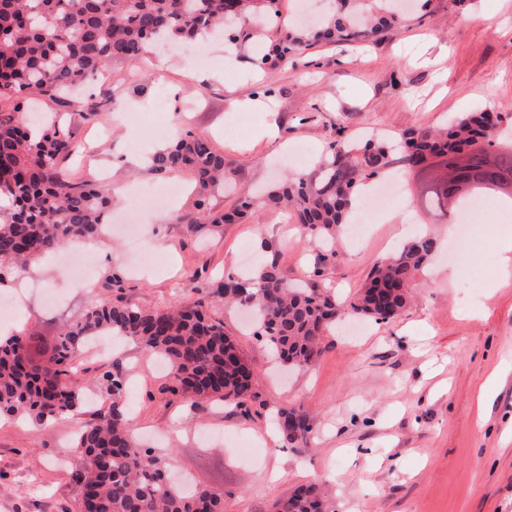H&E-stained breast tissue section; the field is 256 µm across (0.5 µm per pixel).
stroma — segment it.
I'll return each instance as SVG.
<instances>
[{
  "label": "stroma",
  "instance_id": "obj_1",
  "mask_svg": "<svg viewBox=\"0 0 512 512\" xmlns=\"http://www.w3.org/2000/svg\"><path fill=\"white\" fill-rule=\"evenodd\" d=\"M209 47V66L175 49L153 50L137 65L105 72L101 82L123 109L103 111L94 128L75 122L93 153L70 162V171L86 179L105 169L114 183L160 185L139 158L192 128L209 135L232 181L247 190L298 165L313 170L342 137L393 144L407 129L463 112L512 110V0H431L377 39L321 43L277 66H257L217 36ZM235 99L250 108L232 109ZM171 183L178 192L170 206L143 212L131 196L117 205L158 250V264L129 281L134 301L150 308L198 299L209 282L242 271L245 252L255 265L276 252L292 282L311 281L322 267L320 285L345 298L417 233L439 245L400 316L366 321L356 339L336 323L320 356L296 374L273 368L243 313L213 309L256 372L257 399L246 415L221 401L193 409L169 393L166 369L133 343L115 340L108 358L85 348L82 376L123 373L135 435L167 455L174 478L222 492L224 512H274L277 500L314 482L327 488L334 512H512V265L504 266L502 251L512 220L478 209L463 265L450 260L447 225L399 219L369 225L360 243L339 233L323 265L321 243L275 209L209 237L188 234L175 217L190 207L194 187L186 175ZM37 276L60 293L71 319L102 296L91 285L68 289L48 263ZM490 378L493 391L478 401ZM281 407L307 416L306 443L290 446L273 430ZM91 413L43 425L0 421V512H75L73 437Z\"/></svg>",
  "mask_w": 512,
  "mask_h": 512
}]
</instances>
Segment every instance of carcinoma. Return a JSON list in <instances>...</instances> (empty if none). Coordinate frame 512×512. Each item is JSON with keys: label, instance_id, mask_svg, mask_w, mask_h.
Listing matches in <instances>:
<instances>
[{"label": "carcinoma", "instance_id": "obj_1", "mask_svg": "<svg viewBox=\"0 0 512 512\" xmlns=\"http://www.w3.org/2000/svg\"><path fill=\"white\" fill-rule=\"evenodd\" d=\"M280 0H0V286L29 271L32 260L59 250L73 239L97 238L106 230L113 198L100 185L71 176L65 162L79 154L72 116L91 124L112 97L84 107L73 98L83 85L116 64H135L158 40H193L218 30L247 47L257 37L251 24L281 20ZM335 0L336 7L314 29H291L255 59L286 63L317 42H360L401 24L396 0ZM511 112H464L437 129H409L398 152L368 143L354 156L345 139L333 142L315 174L287 175L260 196L238 195L226 211L210 199L228 190L231 172L203 133L178 132L149 157L155 175L188 172L196 184L191 208L177 216L192 235L209 234L226 224H244L264 209H285L295 223L335 239L364 182L399 166L418 182L424 211L438 221L475 193L464 190L468 172L486 182L512 174V145L486 150ZM436 240L422 235L389 259L375 264L367 283L345 305L316 281L300 286L284 277L276 256L246 277L228 273L211 283L207 296L222 304L252 310L257 334L275 359L292 370L309 367L320 353L330 324L349 314L388 321L401 314L410 283L434 255ZM105 298L63 324L51 355L42 362L30 353L27 336L15 333L0 343V416L43 423L80 413L87 383L73 364L100 336L135 342L171 367L169 392L200 407L212 400L244 406L255 398V370L224 333V320L204 311V302L147 309L127 292L117 269L99 284ZM93 383L106 389L109 406L84 422L73 444L81 463L70 472L78 489L76 512H224V495L208 489L191 492L172 482L161 458L138 446L129 429L121 373L104 370ZM287 443L307 441L312 427L295 407L277 414ZM316 484H302L275 503V512H330Z\"/></svg>", "mask_w": 512, "mask_h": 512}]
</instances>
